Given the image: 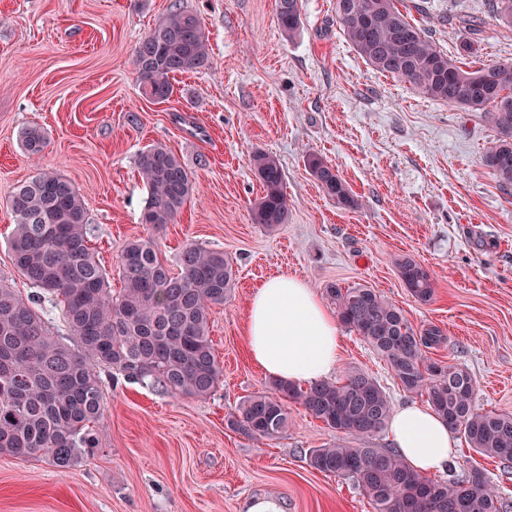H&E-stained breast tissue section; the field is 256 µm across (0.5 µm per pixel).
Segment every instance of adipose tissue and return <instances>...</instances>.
<instances>
[{
	"label": "adipose tissue",
	"instance_id": "adipose-tissue-1",
	"mask_svg": "<svg viewBox=\"0 0 512 512\" xmlns=\"http://www.w3.org/2000/svg\"><path fill=\"white\" fill-rule=\"evenodd\" d=\"M250 355L274 379L322 381L340 362L339 322L318 293L281 274L253 292L245 325ZM389 432L401 457L423 474L444 471L455 453L447 424L430 407L413 404L392 413Z\"/></svg>",
	"mask_w": 512,
	"mask_h": 512
}]
</instances>
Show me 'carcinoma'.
I'll return each instance as SVG.
<instances>
[{
    "label": "carcinoma",
    "mask_w": 512,
    "mask_h": 512,
    "mask_svg": "<svg viewBox=\"0 0 512 512\" xmlns=\"http://www.w3.org/2000/svg\"><path fill=\"white\" fill-rule=\"evenodd\" d=\"M275 5L278 29L294 36L301 26L300 0H275ZM351 11L371 17V26L354 28ZM491 12L512 25V0H491ZM335 13L344 37L373 69L432 99L484 113L499 137L483 163L500 186L512 187V64L463 68L409 20L397 0H336ZM208 58L199 17L181 6L134 49L143 94L162 102L173 93L171 79L199 72ZM22 142L37 157L46 146L45 132L28 126ZM250 165L264 189L252 208L253 222L269 228L286 223L278 161L256 152ZM307 165L327 196L354 205L330 163L310 155ZM137 168L148 189L139 223L161 231L175 223L194 182L163 144L142 150ZM8 206L15 221L9 243L13 264L31 291L24 296L0 276V454L38 456L62 469L93 456L105 410L101 372L106 370L114 380L121 376L171 396L204 400L217 390L223 372L209 336L210 313L224 304L235 281L223 252L190 243L172 266L151 235L130 239L117 255L123 288L114 293L110 274L88 247L84 199L69 179L41 169L17 188ZM395 265L411 296L431 301L430 272L411 258ZM326 293L341 323L387 362L405 392L425 398L473 452L512 464V415L477 411L471 375L427 357L425 349L444 341L438 328L416 331L401 308L368 286L331 285ZM46 300L61 308L74 343L55 335L39 312ZM290 403L340 434L336 444L310 451V468L352 481L375 512H512L477 467L452 480L431 479L398 452L368 445L367 439L387 426L391 405L378 381L363 371L304 387L274 380L246 397L227 425L255 439H275L288 428ZM351 437L358 444L347 442Z\"/></svg>",
    "instance_id": "1"
}]
</instances>
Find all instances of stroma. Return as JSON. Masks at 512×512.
Returning <instances> with one entry per match:
<instances>
[{"instance_id": "35a3bbf8", "label": "stroma", "mask_w": 512, "mask_h": 512, "mask_svg": "<svg viewBox=\"0 0 512 512\" xmlns=\"http://www.w3.org/2000/svg\"><path fill=\"white\" fill-rule=\"evenodd\" d=\"M404 2L452 59L512 63V25L495 20L487 0ZM301 4V27L287 39L275 0H0V276L29 293L12 264L7 202L49 169L83 195L89 246L120 289L115 257L146 233L137 157L156 143L182 160L195 187L156 236L162 256L193 243L224 251L237 272L230 297L211 312L217 392L199 400L106 384L96 455L69 469L0 455V512H247L265 495L280 498L284 512H373L351 481L308 467L310 450L338 435L300 405L273 440L227 425L270 382L247 352L243 325L253 289L280 274L320 294L331 284L376 289L415 329L442 331L430 357L472 376L478 410L512 415V187L482 162L496 129L373 70L343 37L336 0ZM176 5L200 18L209 63L176 76L171 97L157 103L141 92L133 52ZM466 15L480 26H461ZM35 124L47 136L37 158L21 142ZM256 152L282 169L288 221L273 229L251 218L263 194L249 164ZM311 153L336 168L355 207L324 193L307 166ZM402 256L431 272L430 302L405 288L394 264ZM340 336L336 379L359 369L392 408L418 403L356 332L344 327ZM454 461L460 475L481 468L512 502V468L462 440Z\"/></svg>"}]
</instances>
